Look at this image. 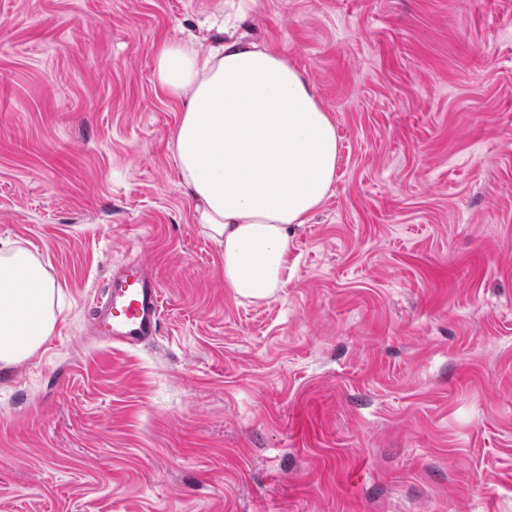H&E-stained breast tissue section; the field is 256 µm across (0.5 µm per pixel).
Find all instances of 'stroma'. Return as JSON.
<instances>
[{"label": "stroma", "instance_id": "obj_1", "mask_svg": "<svg viewBox=\"0 0 512 512\" xmlns=\"http://www.w3.org/2000/svg\"><path fill=\"white\" fill-rule=\"evenodd\" d=\"M232 0H0V239L63 314L0 366V512H512V0H257L336 181L275 297L193 222L157 75ZM146 254L159 336L92 335Z\"/></svg>", "mask_w": 512, "mask_h": 512}]
</instances>
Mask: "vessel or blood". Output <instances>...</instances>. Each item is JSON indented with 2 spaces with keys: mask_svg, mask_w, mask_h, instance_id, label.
Wrapping results in <instances>:
<instances>
[{
  "mask_svg": "<svg viewBox=\"0 0 512 512\" xmlns=\"http://www.w3.org/2000/svg\"><path fill=\"white\" fill-rule=\"evenodd\" d=\"M101 290L105 299L97 308V336L131 347L158 336L160 283L142 257H131L114 265Z\"/></svg>",
  "mask_w": 512,
  "mask_h": 512,
  "instance_id": "b4317fda",
  "label": "vessel or blood"
}]
</instances>
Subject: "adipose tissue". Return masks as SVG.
<instances>
[{
	"instance_id": "ef3b65f1",
	"label": "adipose tissue",
	"mask_w": 512,
	"mask_h": 512,
	"mask_svg": "<svg viewBox=\"0 0 512 512\" xmlns=\"http://www.w3.org/2000/svg\"><path fill=\"white\" fill-rule=\"evenodd\" d=\"M207 52L175 39L158 81L183 97L174 158L193 220L222 249L224 285L273 298L293 271L292 233L336 180L338 138L305 75L278 53L228 35ZM60 288L29 251L0 240V365L33 357L61 315Z\"/></svg>"
}]
</instances>
